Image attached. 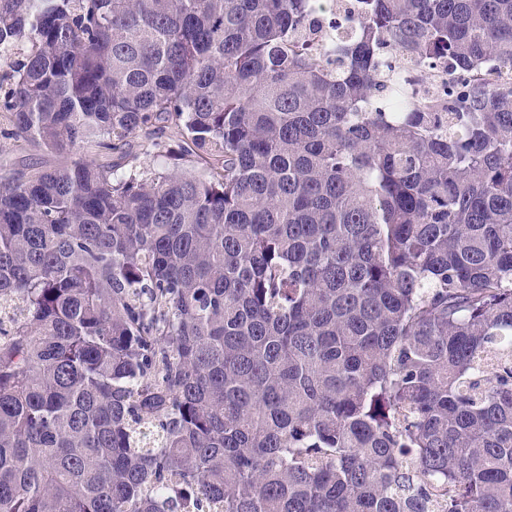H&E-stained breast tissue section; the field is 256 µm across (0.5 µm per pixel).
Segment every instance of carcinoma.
I'll list each match as a JSON object with an SVG mask.
<instances>
[{
	"instance_id": "carcinoma-1",
	"label": "carcinoma",
	"mask_w": 512,
	"mask_h": 512,
	"mask_svg": "<svg viewBox=\"0 0 512 512\" xmlns=\"http://www.w3.org/2000/svg\"><path fill=\"white\" fill-rule=\"evenodd\" d=\"M328 8L0 0V512H512V0ZM177 138V130L174 125L168 123L157 124L155 133L148 136L144 132H137L133 137L127 139L129 145L124 146V149L130 148L133 152L139 155L143 167L151 168L156 164L153 161V151L151 149V139L160 141L173 142ZM0 160H7L11 164L13 172H22L28 165L50 168L59 165L64 161L62 156L34 146L23 140L5 138L0 135Z\"/></svg>"
}]
</instances>
